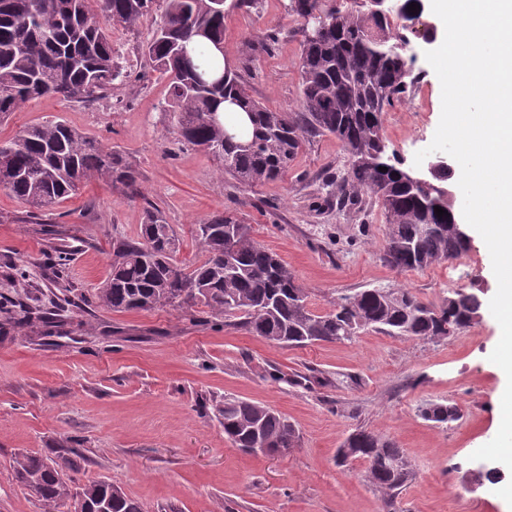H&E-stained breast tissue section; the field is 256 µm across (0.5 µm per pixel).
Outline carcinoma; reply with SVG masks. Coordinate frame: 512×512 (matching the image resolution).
<instances>
[{"label":"carcinoma","mask_w":512,"mask_h":512,"mask_svg":"<svg viewBox=\"0 0 512 512\" xmlns=\"http://www.w3.org/2000/svg\"><path fill=\"white\" fill-rule=\"evenodd\" d=\"M156 0H0V124L41 97L94 102L125 77L110 25L130 28ZM301 20L299 111L274 110L252 99L224 43L221 0H163L161 19L144 53L168 84L171 126L179 141L211 155L224 173L252 187L283 177L311 136L333 135L350 166L339 187L346 203L365 194L380 205L388 236L383 260L401 270L424 269L457 258L471 242L457 237L451 216H437L426 191L404 179L390 158L384 114L409 87L410 64L391 50L401 41L395 20L369 13L366 0L341 11L326 0H290ZM202 29L206 36L197 30ZM243 112L224 122V105ZM234 134L224 140V132ZM387 171H380V168ZM102 178L130 199L140 195V174L123 152L64 121L27 126L0 139V190L34 215L53 213L87 181ZM236 229V264L224 267V229ZM204 260L176 262L180 239L163 213L146 210L138 238L113 247L112 277L98 304L116 313L166 306H202L216 317L237 318L249 333L282 346L341 342L364 329L413 339L444 338L470 327L483 302L456 291L441 304L403 289H366L344 296L325 313L309 308L308 295L288 265L267 250L252 227L228 213L212 214L196 231ZM421 415L435 423L458 419L455 404L427 402ZM224 435L241 449L259 444L293 448L298 435L288 418L261 403L224 399ZM343 458L365 461L367 479L393 497L412 471L392 468L404 454L396 443L368 431L352 433ZM60 463L24 454L14 461L16 481L43 512H59L78 497L89 512H143L138 501L104 481L78 484Z\"/></svg>","instance_id":"obj_1"}]
</instances>
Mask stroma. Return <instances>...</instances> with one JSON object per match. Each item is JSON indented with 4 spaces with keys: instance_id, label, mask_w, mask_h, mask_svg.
I'll return each instance as SVG.
<instances>
[{
    "instance_id": "stroma-1",
    "label": "stroma",
    "mask_w": 512,
    "mask_h": 512,
    "mask_svg": "<svg viewBox=\"0 0 512 512\" xmlns=\"http://www.w3.org/2000/svg\"><path fill=\"white\" fill-rule=\"evenodd\" d=\"M289 0H254L224 17V53L255 99L298 111L299 25ZM160 20L152 13L112 28L127 77L93 103L30 101L0 136L63 119L124 151L140 173L139 200L89 181L49 216L0 191V301L51 318L17 326L0 318V512H42L16 481L18 455L57 458L81 449L77 483L106 481L143 512H512L473 461L500 420L503 379L489 355L501 329L490 310L451 336L417 340L364 330L350 342L282 347L198 309L115 313L96 293L112 274L113 245L136 238L144 206L165 214L181 240L180 264L204 255L196 228L234 213L294 272L310 308L368 288L406 289L442 303L454 290H497L488 248L473 234L459 258L398 271L382 255L388 226L370 197L340 206L349 158L332 135L308 138L282 179L247 188L220 173L206 152L169 129L166 80L142 47ZM406 97L384 114L389 148L404 167L432 142L441 85L425 57ZM66 254L65 274L55 260ZM263 403L294 425L299 443L281 455L232 446L217 411L225 397ZM456 404L458 420L437 424L423 403ZM390 439L413 476L396 498L373 487L360 459L339 462L355 430Z\"/></svg>"
}]
</instances>
